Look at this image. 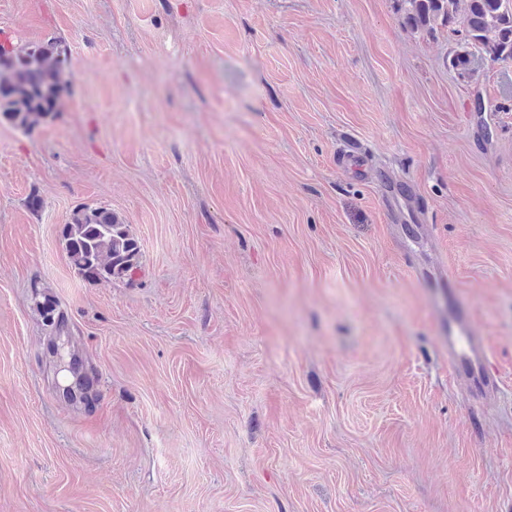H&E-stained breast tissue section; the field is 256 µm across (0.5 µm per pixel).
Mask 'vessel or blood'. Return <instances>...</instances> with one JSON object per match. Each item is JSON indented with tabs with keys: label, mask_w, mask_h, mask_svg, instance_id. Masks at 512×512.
I'll list each match as a JSON object with an SVG mask.
<instances>
[{
	"label": "vessel or blood",
	"mask_w": 512,
	"mask_h": 512,
	"mask_svg": "<svg viewBox=\"0 0 512 512\" xmlns=\"http://www.w3.org/2000/svg\"><path fill=\"white\" fill-rule=\"evenodd\" d=\"M408 272L419 277L427 288L440 336L438 342L448 356V374L462 382L474 400L494 392L498 379L490 365L487 338L474 323L470 306L456 294V276L441 265L427 270L407 263Z\"/></svg>",
	"instance_id": "1"
}]
</instances>
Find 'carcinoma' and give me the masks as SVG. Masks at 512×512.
<instances>
[{"instance_id": "1", "label": "carcinoma", "mask_w": 512, "mask_h": 512, "mask_svg": "<svg viewBox=\"0 0 512 512\" xmlns=\"http://www.w3.org/2000/svg\"><path fill=\"white\" fill-rule=\"evenodd\" d=\"M405 24L413 30H432L438 24H461L465 45L494 56L512 58V0H401ZM27 62L21 67L0 63V115L28 128L61 110L66 82L64 60L55 42L15 51ZM69 263L84 278L93 281L132 279L142 268L138 239L117 215L104 208L76 211L63 227ZM49 323L67 330L66 318L55 317L54 299L37 302ZM61 371L72 379L82 378L81 358L69 346L61 347Z\"/></svg>"}]
</instances>
